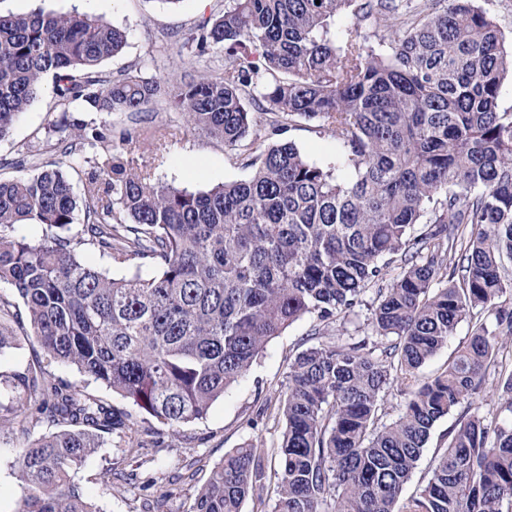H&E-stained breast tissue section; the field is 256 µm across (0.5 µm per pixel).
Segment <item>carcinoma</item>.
I'll list each match as a JSON object with an SVG mask.
<instances>
[{"mask_svg": "<svg viewBox=\"0 0 512 512\" xmlns=\"http://www.w3.org/2000/svg\"><path fill=\"white\" fill-rule=\"evenodd\" d=\"M356 23L336 28L346 9ZM395 20L388 40L358 23ZM124 29L42 10L0 13V142L52 76L62 116L47 140L90 167L77 195L55 165L0 179V356L19 339L72 365L175 429L208 414L267 343L306 317L288 361L272 512H512V113L501 112L512 54L478 0H219L184 38L199 74L175 107L236 149L244 181L188 192L134 172L126 151L93 159L98 128L69 112L138 114L158 85L107 75ZM221 73L213 75L212 68ZM304 120L334 139V165L259 126ZM106 177H101V174ZM80 232L70 234L78 214ZM41 227L33 239L21 232ZM153 274L107 276L86 247ZM396 263L401 272L388 279ZM373 291L365 337L333 339ZM12 319L22 336L4 325ZM471 324L438 376L419 369ZM497 377L495 424L473 407ZM406 396L384 419L391 389ZM0 432L65 424L14 461V512H98L71 481L104 435L145 447L128 416L53 379L46 367L0 374ZM457 413L429 477L403 496L431 430ZM264 443L224 454L186 512H242L263 501Z\"/></svg>", "mask_w": 512, "mask_h": 512, "instance_id": "1", "label": "carcinoma"}]
</instances>
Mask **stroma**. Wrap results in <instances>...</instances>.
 I'll use <instances>...</instances> for the list:
<instances>
[{"label": "stroma", "mask_w": 512, "mask_h": 512, "mask_svg": "<svg viewBox=\"0 0 512 512\" xmlns=\"http://www.w3.org/2000/svg\"><path fill=\"white\" fill-rule=\"evenodd\" d=\"M214 0H179L166 5L162 0H0L4 12L26 13L35 8L58 13L79 12L102 17L127 33L124 52L104 62L102 69L115 73L144 65L145 76L155 77L159 89L145 116L85 112L81 118L94 123L105 139L87 147L91 156L121 148L124 135L140 136L136 153L137 170L147 171L153 181L192 191H205L224 182L248 179L251 171L241 164L238 151L223 142L193 130L172 101L195 73V63L183 46V37L201 18L209 16ZM52 78H45L41 99L32 104L14 125L9 137L0 142V178L16 177L11 159L17 154H38L41 162L67 170L74 186L84 175L46 142L45 129L59 109ZM278 140L289 141L310 161L326 164L336 159L338 146L331 137L313 131L310 123L298 121L282 129ZM310 329L301 320L273 338L248 374L213 403L206 417L169 429L157 420L145 424L149 448L136 459L122 458L115 438L87 458L73 480L89 493L101 512H143L144 494L139 479L156 480L155 493L164 494L161 512H186L195 487L203 483L225 452L251 440L272 447L280 441L283 424L279 419L288 359ZM51 373L72 387L88 391L115 409L139 421L138 409L127 399L93 382L75 367L56 364ZM31 435L14 428L7 443L0 445V512H13L22 485L12 462L29 444Z\"/></svg>", "instance_id": "35a3bbf8"}]
</instances>
